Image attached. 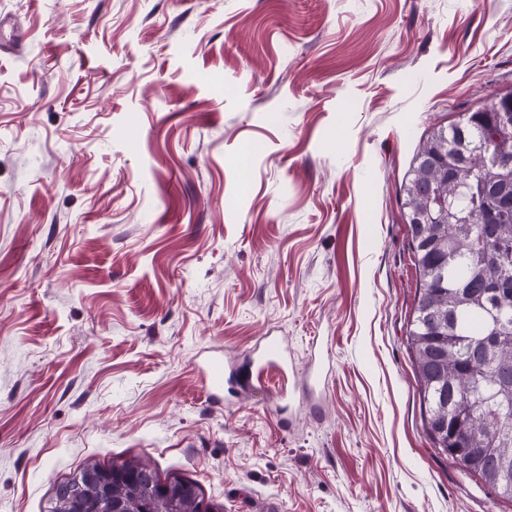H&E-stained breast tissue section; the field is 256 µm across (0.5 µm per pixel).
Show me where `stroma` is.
<instances>
[{"mask_svg": "<svg viewBox=\"0 0 512 512\" xmlns=\"http://www.w3.org/2000/svg\"><path fill=\"white\" fill-rule=\"evenodd\" d=\"M506 90L512 0H0V512L115 458L217 512H512L424 431L400 192ZM269 332L293 374L212 404L198 354Z\"/></svg>", "mask_w": 512, "mask_h": 512, "instance_id": "35a3bbf8", "label": "stroma"}]
</instances>
